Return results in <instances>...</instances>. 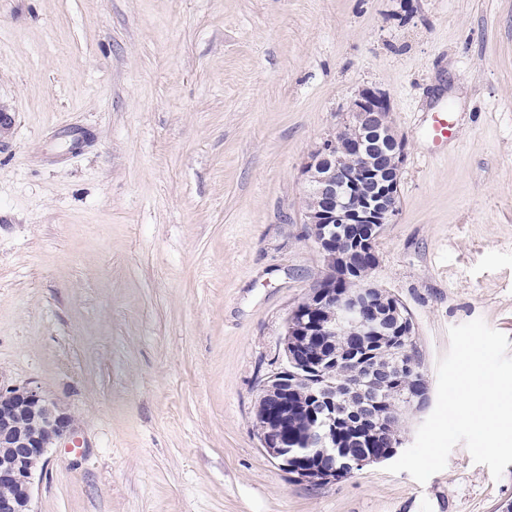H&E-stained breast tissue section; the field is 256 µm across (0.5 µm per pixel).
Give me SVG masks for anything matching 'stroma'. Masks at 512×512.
<instances>
[{"label": "stroma", "mask_w": 512, "mask_h": 512, "mask_svg": "<svg viewBox=\"0 0 512 512\" xmlns=\"http://www.w3.org/2000/svg\"><path fill=\"white\" fill-rule=\"evenodd\" d=\"M365 89L406 138L370 278L433 387L450 327L512 339V0H0V385L77 429L35 512L512 503V464L461 443L423 484L382 462L310 484L261 446L285 320L325 274L302 169Z\"/></svg>", "instance_id": "35a3bbf8"}]
</instances>
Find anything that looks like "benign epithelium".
<instances>
[{"label": "benign epithelium", "mask_w": 512, "mask_h": 512, "mask_svg": "<svg viewBox=\"0 0 512 512\" xmlns=\"http://www.w3.org/2000/svg\"><path fill=\"white\" fill-rule=\"evenodd\" d=\"M389 105L380 93L366 89L350 108L348 119L336 134L327 137L306 161V192L321 201L307 209L305 223L314 229L313 241L322 254L326 273L304 300L288 315L283 348L293 360L296 379L308 363L318 369L331 367L324 380L307 382L318 403L337 410L338 416L371 438L395 442V407L423 409L428 403L427 381L397 384L395 370L423 375L422 365L410 354L414 325L401 308L387 301V292L364 281L355 289L340 287L352 269L356 255L370 251L372 238L396 223L399 183L405 140L387 123ZM332 340L311 353L312 343ZM367 336H396L400 346L396 368L368 367L359 363L356 346ZM289 383L280 370L266 378L261 399L280 408ZM374 392L392 396L388 411L373 409L365 396ZM262 447L288 468V461L303 454L315 465L298 469L295 477L309 483H325L351 473L386 455L357 452L336 442V425L309 420L296 431L299 447L283 439V423L277 414L263 412L257 423ZM75 421L67 404L50 397L40 387H0V512H34L32 487L35 469L49 448L71 438Z\"/></svg>", "instance_id": "obj_1"}]
</instances>
